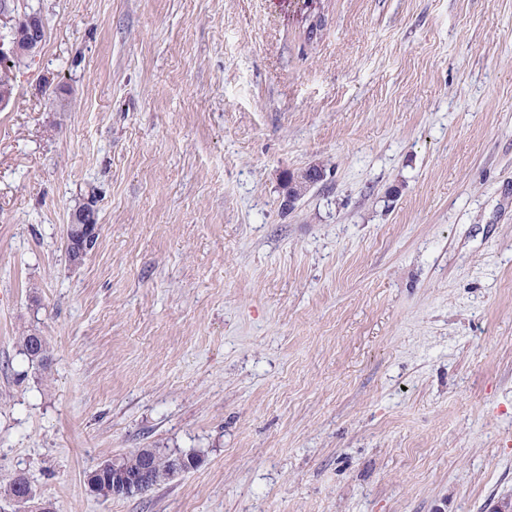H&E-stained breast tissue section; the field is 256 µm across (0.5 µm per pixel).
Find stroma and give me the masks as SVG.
<instances>
[{"label":"stroma","instance_id":"1","mask_svg":"<svg viewBox=\"0 0 512 512\" xmlns=\"http://www.w3.org/2000/svg\"><path fill=\"white\" fill-rule=\"evenodd\" d=\"M29 5L45 40L0 109V483L55 512L512 505V0ZM139 448L197 464L89 491ZM323 169L319 165H310L297 173H288V184L284 188L282 206L288 211L293 210L295 204L303 198L308 191L323 179ZM91 212L93 215L85 212L79 218H77V214L76 220L73 222L75 224H68L67 226V240L79 257L85 256L89 243L99 235L100 227L96 222L95 212L93 210ZM123 456L115 457L111 462H105L98 465L89 473H93L94 488L90 487L89 490L104 498H112V483L114 473L112 470H122L120 463ZM105 464L104 468H101ZM114 498V497H113Z\"/></svg>","mask_w":512,"mask_h":512}]
</instances>
